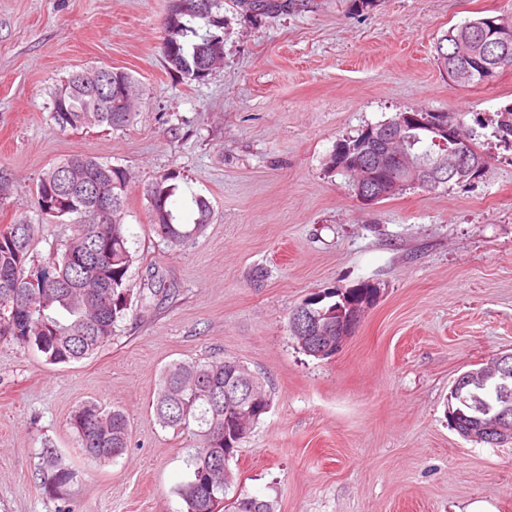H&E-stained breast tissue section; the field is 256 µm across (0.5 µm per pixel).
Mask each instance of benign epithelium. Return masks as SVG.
Masks as SVG:
<instances>
[{
    "label": "benign epithelium",
    "instance_id": "7a95c632",
    "mask_svg": "<svg viewBox=\"0 0 512 512\" xmlns=\"http://www.w3.org/2000/svg\"><path fill=\"white\" fill-rule=\"evenodd\" d=\"M426 126L433 133L431 141L438 146L436 160L429 164L416 153L406 148L409 132ZM367 143L383 147L387 160H375L367 149L348 144H339V162L337 169L350 172L359 170V178L352 182L354 194L364 205H374L381 200L402 192L409 186L437 188L451 179L462 182L472 178L485 168V157L476 152L471 142L464 140L458 128L443 119H422L411 112H403L398 117L384 122L379 127L366 129ZM370 304L369 300L348 302L339 308L341 317L336 324L330 325L301 307L294 311L288 327L301 335V341L308 344L310 352L317 356L337 351L352 334L353 324L358 322L362 313ZM479 374L484 379L506 378L512 374L501 366L494 373L484 370H469L455 380L450 395L459 397L469 381V377ZM509 411L501 410L489 424H478L473 432L465 435L467 439L481 442L486 433H495V442L512 443V425L508 422Z\"/></svg>",
    "mask_w": 512,
    "mask_h": 512
}]
</instances>
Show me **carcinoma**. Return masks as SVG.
<instances>
[{"instance_id":"obj_1","label":"carcinoma","mask_w":512,"mask_h":512,"mask_svg":"<svg viewBox=\"0 0 512 512\" xmlns=\"http://www.w3.org/2000/svg\"><path fill=\"white\" fill-rule=\"evenodd\" d=\"M296 0H254V11L274 12L297 8ZM224 0H206V14H183L164 25L162 54L171 71L201 79L195 68L205 62L215 68L223 60L221 37L212 29L224 26ZM465 21L437 39V62L446 73L461 65L449 58L452 37L471 34ZM484 63L494 72L512 68L509 55H497L498 32L488 27ZM136 82L127 72L112 74L111 89H93L78 73L71 74L54 94L51 119L62 130L106 126L123 130L133 124ZM180 173L169 170L144 185L153 231L173 248L192 242L211 219L207 199L193 194L189 215L174 207L180 191ZM129 178L86 155H73L42 172L36 183L33 206L44 221L54 219L46 209H65L71 234L59 252L38 264L30 263L36 234L34 224L0 225V339H9L38 352L48 364H67L99 352L116 336L132 307L131 268L140 261L130 247L124 224ZM247 381L262 389L263 383L234 358L194 363L175 362L165 367L157 389L155 414L164 428L192 434L197 445L190 454L189 479L177 488L185 512H214V500L231 498L224 512H275L271 501L245 494H230L237 474L224 475V454L235 453L265 412L251 409L237 397L236 388ZM512 406V386L497 395L474 389L467 402L450 401L448 421L468 429L478 416L481 401ZM246 417L241 429L224 427L227 414ZM69 425L85 458L115 459L128 448L129 420L124 411L89 401L71 414ZM43 478L48 491L61 496L72 484L69 466L54 448L43 451Z\"/></svg>"}]
</instances>
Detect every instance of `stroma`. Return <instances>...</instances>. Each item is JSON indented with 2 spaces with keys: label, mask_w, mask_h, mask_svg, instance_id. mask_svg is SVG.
<instances>
[{
  "label": "stroma",
  "mask_w": 512,
  "mask_h": 512,
  "mask_svg": "<svg viewBox=\"0 0 512 512\" xmlns=\"http://www.w3.org/2000/svg\"><path fill=\"white\" fill-rule=\"evenodd\" d=\"M299 2L259 14L224 0V63L190 80L161 53L169 0H0V225L38 224L42 262L70 233L33 207L43 170L74 154L121 167L142 256L130 286L166 290L76 362L0 341V512H183L176 488L195 438L158 424V380L172 362L227 356L271 392L232 468L276 512H512V443L467 441L445 415L458 375L512 351V144L494 134L512 69L461 86L435 58L454 25L512 22V0ZM91 66L136 78L132 126L55 127L56 87ZM417 109L454 113L486 167L361 205L329 170L337 142ZM168 170L212 208L182 249L151 233L142 193ZM363 283L377 294L342 348L303 353L291 311ZM92 400L131 425L124 454L95 465L68 425ZM46 448L78 472L61 501L42 483Z\"/></svg>",
  "instance_id": "1"
}]
</instances>
